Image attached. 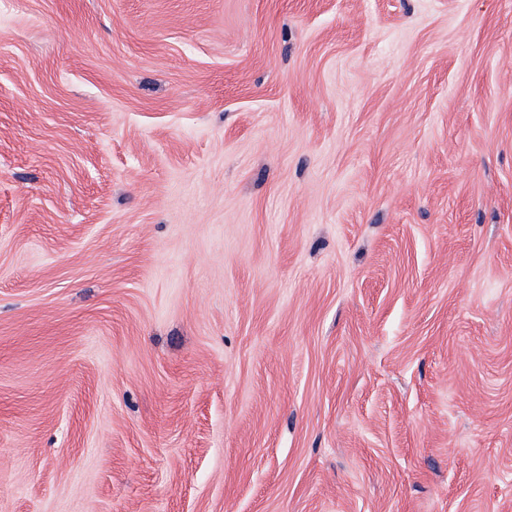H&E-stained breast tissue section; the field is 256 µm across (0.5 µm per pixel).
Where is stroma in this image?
Segmentation results:
<instances>
[{
    "label": "stroma",
    "instance_id": "35a3bbf8",
    "mask_svg": "<svg viewBox=\"0 0 512 512\" xmlns=\"http://www.w3.org/2000/svg\"><path fill=\"white\" fill-rule=\"evenodd\" d=\"M0 512H512V0H0Z\"/></svg>",
    "mask_w": 512,
    "mask_h": 512
}]
</instances>
